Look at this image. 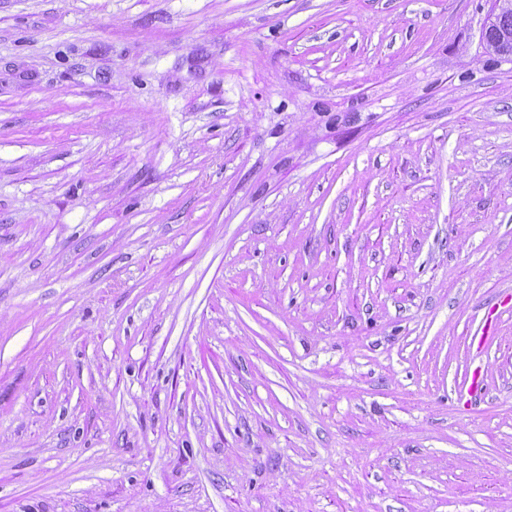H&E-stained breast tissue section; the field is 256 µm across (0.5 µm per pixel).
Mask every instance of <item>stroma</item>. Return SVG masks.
<instances>
[{"instance_id":"obj_1","label":"stroma","mask_w":512,"mask_h":512,"mask_svg":"<svg viewBox=\"0 0 512 512\" xmlns=\"http://www.w3.org/2000/svg\"><path fill=\"white\" fill-rule=\"evenodd\" d=\"M493 8L0 0V512H512Z\"/></svg>"}]
</instances>
